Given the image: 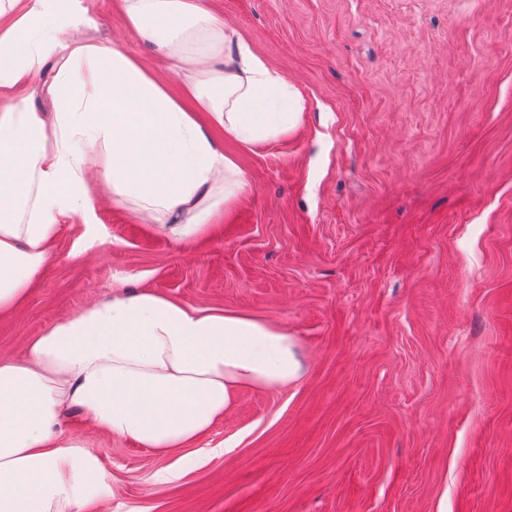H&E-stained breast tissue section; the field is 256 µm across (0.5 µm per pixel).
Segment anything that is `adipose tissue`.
<instances>
[{
	"instance_id": "obj_1",
	"label": "adipose tissue",
	"mask_w": 512,
	"mask_h": 512,
	"mask_svg": "<svg viewBox=\"0 0 512 512\" xmlns=\"http://www.w3.org/2000/svg\"><path fill=\"white\" fill-rule=\"evenodd\" d=\"M141 39L184 77L172 94L139 61L70 39L80 0H0V313L38 279L68 219L90 222V181L190 243L248 188L211 133L252 146L288 134L305 106L209 0H121ZM54 79L34 81L48 61ZM52 109L38 111L36 93ZM303 370L286 327L143 291L120 293L0 360V512H86L111 487L68 437L70 412L166 454L197 441L242 390L287 387Z\"/></svg>"
}]
</instances>
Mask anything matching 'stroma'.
<instances>
[{"label": "stroma", "instance_id": "obj_1", "mask_svg": "<svg viewBox=\"0 0 512 512\" xmlns=\"http://www.w3.org/2000/svg\"><path fill=\"white\" fill-rule=\"evenodd\" d=\"M73 36L183 78L83 0ZM305 103L287 136L214 129L248 189L185 245L94 188L0 358L112 294L285 326L304 364L167 455L67 432L112 495L87 512H512V0H211Z\"/></svg>", "mask_w": 512, "mask_h": 512}]
</instances>
